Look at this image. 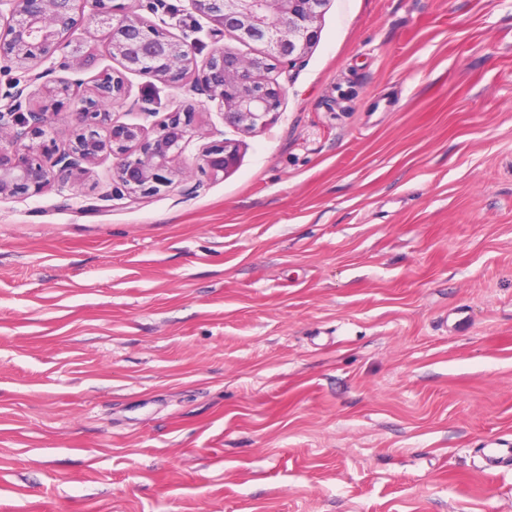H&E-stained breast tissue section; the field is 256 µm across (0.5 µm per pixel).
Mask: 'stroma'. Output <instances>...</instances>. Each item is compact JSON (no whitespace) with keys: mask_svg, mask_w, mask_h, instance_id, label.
Listing matches in <instances>:
<instances>
[{"mask_svg":"<svg viewBox=\"0 0 512 512\" xmlns=\"http://www.w3.org/2000/svg\"><path fill=\"white\" fill-rule=\"evenodd\" d=\"M318 27L256 132L128 75L113 121L199 107L158 194L0 197V512H512V0ZM238 160L237 145L229 140L213 143L203 148L196 158L195 166L198 170L217 174L233 169Z\"/></svg>","mask_w":512,"mask_h":512,"instance_id":"35a3bbf8","label":"stroma"}]
</instances>
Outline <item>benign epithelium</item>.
I'll return each instance as SVG.
<instances>
[{
	"instance_id": "benign-epithelium-1",
	"label": "benign epithelium",
	"mask_w": 512,
	"mask_h": 512,
	"mask_svg": "<svg viewBox=\"0 0 512 512\" xmlns=\"http://www.w3.org/2000/svg\"><path fill=\"white\" fill-rule=\"evenodd\" d=\"M325 0H189L191 10L208 22L212 36L234 37L241 43L265 45L260 55L246 57L224 48L198 63L197 41L171 37L160 25L138 15L109 8L105 0H0V19L7 18L0 33V63L19 68L40 65L60 53L58 67L81 69L94 61L95 49L70 39L83 19L102 29L109 55L122 70L101 78L92 95L59 94L60 80L50 78L55 67L39 74L43 82L33 91L18 88L6 94L10 103L0 107V195L39 192L53 182L72 179L84 165L101 154L116 159L117 189L128 194L150 195L170 182L174 163L190 137L196 109L187 104L158 124L153 135L138 125L110 121L107 106L125 98V74L135 73L175 88L185 86L188 75L199 80L189 91L205 94L215 104L224 123L244 132L267 124L278 110L286 86L268 77L283 61H301L317 39L316 23ZM91 13L81 15L84 4ZM73 101L70 113L74 136L67 148L56 149L41 137L54 123L56 106ZM106 128L105 138L97 136ZM237 145L229 140L203 148L197 169L216 174L233 169Z\"/></svg>"
}]
</instances>
